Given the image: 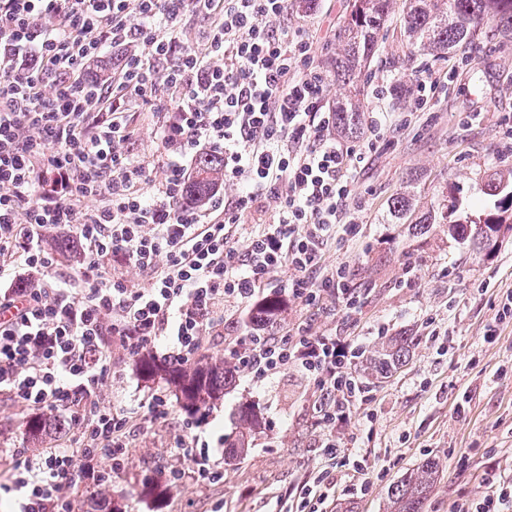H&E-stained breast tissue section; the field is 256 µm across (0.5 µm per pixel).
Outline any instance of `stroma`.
Wrapping results in <instances>:
<instances>
[{"label":"stroma","instance_id":"obj_1","mask_svg":"<svg viewBox=\"0 0 512 512\" xmlns=\"http://www.w3.org/2000/svg\"><path fill=\"white\" fill-rule=\"evenodd\" d=\"M348 4L319 0L311 14L293 10L283 20L289 30L304 31L319 67H326L334 52ZM381 46L380 60L365 68L355 90L364 111L385 112L395 124L411 110L408 94L382 101L372 96L375 86L387 82L408 90L414 75L433 72L443 88L430 109L410 127L388 134L371 153L353 185L361 231L326 252V265H345L362 290L357 320L314 311L306 318L314 332L351 335L367 350L393 336H413L417 342L404 366L390 378L372 381L371 401L354 409L343 433L351 457L362 459L363 468L332 471L330 496L353 503L355 512H384L388 486L430 453L441 459L444 471L425 512H450L459 498L481 499L491 482H512V320H496L512 294V236L486 257L449 237L445 225H431L420 236L409 225L393 223L388 199L411 188L421 216L438 205V191L449 188L456 192L460 213L493 209L494 198L479 185L487 175L512 170V42L483 39L447 58L420 56L393 69L388 59L406 51L396 15L381 32ZM139 125L140 136L129 151L161 180L165 169L157 129L146 114ZM409 263L415 267L411 284L404 274ZM492 324L498 334L489 339L485 331ZM167 387L163 377L147 376L138 360L125 358L100 398L136 408L154 390ZM316 397L313 384L294 370L262 384L237 376L199 431L228 440L249 431L246 459H225L221 481L197 482L192 457L175 445L186 418L175 406L167 419L133 434L110 493H128L136 512H291L298 486L326 469L312 418ZM461 402L467 405L463 417L456 412ZM244 406L254 408L255 425L241 421ZM31 414L0 395V482L10 467L2 449L26 446ZM162 468L179 469L184 478L163 486L164 506L158 511L145 490L155 485Z\"/></svg>","mask_w":512,"mask_h":512}]
</instances>
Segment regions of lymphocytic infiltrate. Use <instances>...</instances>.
Returning a JSON list of instances; mask_svg holds the SVG:
<instances>
[{
  "mask_svg": "<svg viewBox=\"0 0 512 512\" xmlns=\"http://www.w3.org/2000/svg\"><path fill=\"white\" fill-rule=\"evenodd\" d=\"M290 2L0 0V394L69 411L76 428L71 450L11 449L0 491L16 512H75L72 490L89 478L111 485L138 419L168 417L161 391L142 415L100 403L113 350L191 364L205 337L223 332L225 304H255L274 281L300 309L357 315L360 292L324 256L358 236L352 186L390 126L369 113L358 145L337 130L308 39L279 26ZM190 14L211 20L193 41L182 34ZM107 47L112 74L88 89L87 66ZM145 111L166 159L157 183L128 151ZM206 150L223 157L237 191L182 206L187 162ZM248 216L256 228L237 243ZM60 226L83 255L70 279L41 245ZM20 267L37 281L12 287ZM127 268L145 284L126 279ZM363 354L347 337L312 333L306 319L286 328L274 316L229 351L252 382L289 369L313 382L331 464L345 451L339 429L371 399L356 370ZM176 445L193 452L196 480L223 479L224 446L196 423Z\"/></svg>",
  "mask_w": 512,
  "mask_h": 512,
  "instance_id": "obj_1",
  "label": "lymphocytic infiltrate"
}]
</instances>
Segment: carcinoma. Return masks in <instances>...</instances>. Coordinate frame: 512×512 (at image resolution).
<instances>
[{
    "label": "carcinoma",
    "mask_w": 512,
    "mask_h": 512,
    "mask_svg": "<svg viewBox=\"0 0 512 512\" xmlns=\"http://www.w3.org/2000/svg\"><path fill=\"white\" fill-rule=\"evenodd\" d=\"M401 12L404 36L411 46L409 54L440 57L448 51L470 45L492 25L493 35L512 41V0H352L350 14L340 31L331 76L338 85L354 86L362 70L379 50L378 35L395 12ZM336 121L349 135L360 131L364 113L350 95L336 99ZM224 176V158L204 153L197 157L195 176L188 184L185 201L195 205L204 201ZM484 194L498 198L497 208L512 209V190L507 192L500 178L491 177L481 184ZM442 223L448 234L467 242L476 250H488L487 241L496 237L507 218L500 214L480 213L454 221L448 216L457 211V197L441 192ZM413 198L409 191L396 194L389 203V214L401 221L411 213ZM50 250L62 254L71 262H79V254L69 238L54 237ZM281 295L273 294L249 315V324L256 326L272 312L281 309ZM415 337H392L382 343L367 359L368 375L375 379L387 377L400 368L414 346ZM140 369L147 375L161 374L175 387L181 408L189 415L203 411L224 395L235 383L237 368L222 358L203 360L183 366H164L152 357L140 359ZM71 424L46 414L31 417L26 424V438L32 448H39L48 433L64 435ZM442 473L439 458L428 455L417 468L404 473L387 490V512H422L426 497Z\"/></svg>",
    "instance_id": "obj_1"
}]
</instances>
